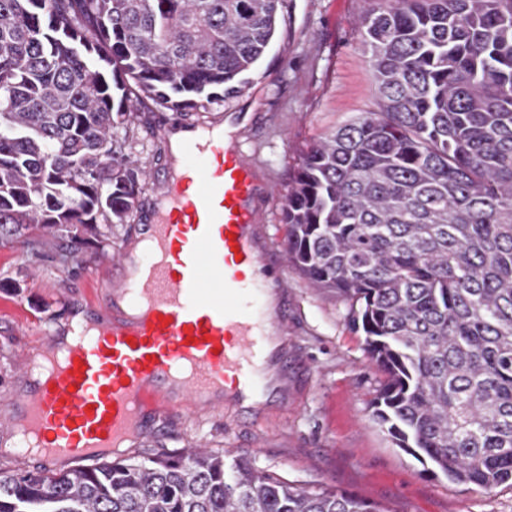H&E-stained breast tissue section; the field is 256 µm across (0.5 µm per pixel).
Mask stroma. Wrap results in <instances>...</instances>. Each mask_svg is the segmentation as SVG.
<instances>
[{
    "label": "stroma",
    "mask_w": 512,
    "mask_h": 512,
    "mask_svg": "<svg viewBox=\"0 0 512 512\" xmlns=\"http://www.w3.org/2000/svg\"><path fill=\"white\" fill-rule=\"evenodd\" d=\"M374 6V0H288L285 23L237 96L181 113L148 99L131 102L137 118L130 156L147 176L165 175L173 158L160 131L169 122L242 115L233 136L274 188L258 208L277 252H284L283 197L302 154L331 129L377 108L371 61L360 43V23ZM153 201L152 188H145L130 223L113 227L106 254L89 249L65 264H35L21 245L0 247V397L25 389L24 355L46 342V317L64 320L75 307L97 304L112 275L113 251L132 241L134 223L149 215ZM288 291L294 354L309 375L297 409L256 421L228 409L177 412L122 456L201 444L228 458L248 457L298 486L363 498L381 512H512V486L457 484L396 448L371 416L384 376L350 327L349 303L310 287L293 270Z\"/></svg>",
    "instance_id": "obj_1"
}]
</instances>
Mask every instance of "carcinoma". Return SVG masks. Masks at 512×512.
<instances>
[{"label":"carcinoma","mask_w":512,"mask_h":512,"mask_svg":"<svg viewBox=\"0 0 512 512\" xmlns=\"http://www.w3.org/2000/svg\"><path fill=\"white\" fill-rule=\"evenodd\" d=\"M288 0H0V244H112L145 185L129 88L173 111L238 92ZM378 111L303 153L286 255L351 303L386 374L372 416L426 472L512 483V0H378ZM0 512H381L208 448L0 471Z\"/></svg>","instance_id":"carcinoma-1"}]
</instances>
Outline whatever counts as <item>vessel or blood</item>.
Returning a JSON list of instances; mask_svg holds the SVG:
<instances>
[{
  "instance_id": "obj_1",
  "label": "vessel or blood",
  "mask_w": 512,
  "mask_h": 512,
  "mask_svg": "<svg viewBox=\"0 0 512 512\" xmlns=\"http://www.w3.org/2000/svg\"><path fill=\"white\" fill-rule=\"evenodd\" d=\"M178 173L156 181L137 252L113 259L103 312L50 320L45 368L0 400L22 455L102 458L177 411L251 420L296 408L283 259L257 209L272 193L222 124L194 126Z\"/></svg>"
}]
</instances>
